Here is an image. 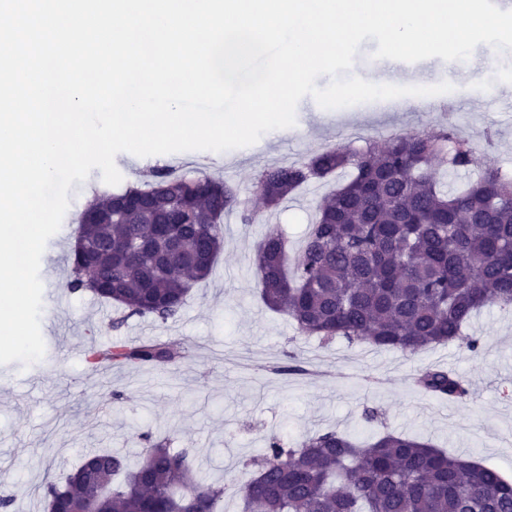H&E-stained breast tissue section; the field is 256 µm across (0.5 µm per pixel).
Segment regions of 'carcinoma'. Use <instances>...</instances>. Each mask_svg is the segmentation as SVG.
Listing matches in <instances>:
<instances>
[{"label":"carcinoma","instance_id":"carcinoma-1","mask_svg":"<svg viewBox=\"0 0 512 512\" xmlns=\"http://www.w3.org/2000/svg\"><path fill=\"white\" fill-rule=\"evenodd\" d=\"M457 174L478 167L473 143L444 123L424 134H396L359 151L330 148L256 177L254 192L275 211L305 185L343 178L317 208L299 247L270 228L253 254L263 304L287 314L305 336L366 343L415 354L461 340L485 306L512 307V178L485 168L461 190L436 178L434 163ZM153 183L103 193L82 212L70 254L72 293L118 304L122 320L166 322L194 284L209 277L223 249L224 216L258 214L236 186L206 174L152 173ZM172 344L113 343L89 354L94 367L167 366ZM426 393L464 402L468 384L441 368L416 378ZM59 486L42 488L59 512H224V492L198 480L184 451L152 444L129 468L120 453L91 455ZM242 512H512V481L480 462L387 432L358 444L337 431L294 448L270 440L241 488Z\"/></svg>","mask_w":512,"mask_h":512}]
</instances>
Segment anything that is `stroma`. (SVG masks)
Masks as SVG:
<instances>
[{
    "label": "stroma",
    "instance_id": "1",
    "mask_svg": "<svg viewBox=\"0 0 512 512\" xmlns=\"http://www.w3.org/2000/svg\"><path fill=\"white\" fill-rule=\"evenodd\" d=\"M477 46L467 61L429 58L402 62L390 82L431 86L477 79ZM458 132L479 147L482 165L512 174V119L487 103L458 97L451 112ZM434 112H393L385 100L325 112L312 97L296 107V123L275 139L260 138L225 152L187 151L131 158L115 164L122 187L139 185L154 167L206 174L236 185L261 216L241 223L224 218V250L211 275L196 284L179 315L161 323L131 318L112 329L113 306L92 294L71 293L68 255L88 191L109 189L100 170L74 183L59 231L43 253L40 279L44 357L30 365H0V489L14 494V512H43L39 488L71 473L89 452L112 448L138 464L143 432L168 447L188 450L199 477L223 485L224 512H240L238 488L251 477L271 437L292 445L327 430L354 441L404 432L512 477V313L485 308L467 328L481 343L471 353L453 341L406 355L341 340L300 335L287 316L267 310L257 296L253 250L268 225L298 243L320 197L335 187L321 181L299 190L273 214L263 213L253 185L264 168L309 159L330 147L360 148L383 133L423 132ZM175 342L176 364L93 371L92 346L108 341ZM300 370L287 372L290 363ZM430 367L460 376L475 396L462 404L421 391L415 377ZM120 400H113V393Z\"/></svg>",
    "mask_w": 512,
    "mask_h": 512
}]
</instances>
